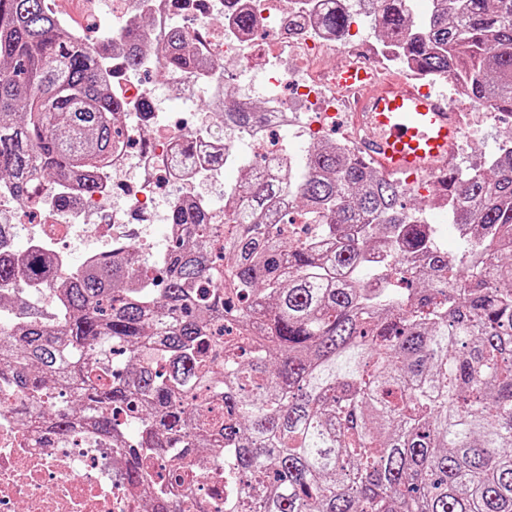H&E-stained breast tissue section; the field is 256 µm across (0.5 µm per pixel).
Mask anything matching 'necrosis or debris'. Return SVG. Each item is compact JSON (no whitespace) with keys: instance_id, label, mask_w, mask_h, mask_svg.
Masks as SVG:
<instances>
[{"instance_id":"necrosis-or-debris-1","label":"necrosis or debris","mask_w":512,"mask_h":512,"mask_svg":"<svg viewBox=\"0 0 512 512\" xmlns=\"http://www.w3.org/2000/svg\"><path fill=\"white\" fill-rule=\"evenodd\" d=\"M361 3L239 0L254 21L243 31L225 19L224 0H111L119 24L144 18L142 39L155 62L161 59L174 17L193 19L188 33L207 67L170 72L169 85L188 93L204 84L215 93L226 80H233L239 91L227 98V105L264 104L271 122L228 143L217 139L209 129L221 122L220 112L167 111L159 98L127 74L120 53H113L105 77L113 95L137 120L125 125L120 145L99 174L98 192L87 197L79 186L65 182L62 190L73 203L62 209L30 198L41 217L30 227V246L50 253L64 269L71 251H79L82 266L89 267L124 246L132 233L143 251H151L153 226L160 220L156 176L191 190L216 173L202 162H180L183 139H191L206 154H235L244 147L256 157H279L284 149L272 143V132L288 130L300 145L342 125L346 103L332 85L335 56L380 74L398 64L387 47L356 32L328 34L315 22L334 9L358 19ZM228 61L236 65L230 74L224 69ZM30 405L27 397L0 390V512H142V489L116 478L125 466L122 443L94 432L86 422L76 425L71 437L51 436L27 425Z\"/></svg>"}]
</instances>
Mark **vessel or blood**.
I'll use <instances>...</instances> for the list:
<instances>
[{"label":"vessel or blood","instance_id":"b4317fda","mask_svg":"<svg viewBox=\"0 0 512 512\" xmlns=\"http://www.w3.org/2000/svg\"><path fill=\"white\" fill-rule=\"evenodd\" d=\"M337 89L355 93L353 122L365 131L363 156L386 177L417 173L436 176L448 169L462 135L458 115L442 96L404 79L379 81L365 67L340 66Z\"/></svg>","mask_w":512,"mask_h":512}]
</instances>
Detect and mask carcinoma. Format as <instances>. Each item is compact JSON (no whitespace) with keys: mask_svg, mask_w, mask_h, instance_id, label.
<instances>
[{"mask_svg":"<svg viewBox=\"0 0 512 512\" xmlns=\"http://www.w3.org/2000/svg\"><path fill=\"white\" fill-rule=\"evenodd\" d=\"M375 2V28L417 69L512 114V0H433L420 24L411 0ZM349 23L320 18L330 34ZM187 42L172 28L159 71L196 64ZM120 47L139 71V29ZM111 56L112 29L73 40L47 0H0V183L19 204L111 155L122 116L100 71ZM262 120L241 104L212 134L233 140ZM212 162L243 169L224 190L229 214L215 224L206 206L173 205L186 235L159 255L161 288L137 280L131 244L77 276L36 250L19 268L0 263V383L36 401L30 425L63 438L82 413L129 439L121 481L152 484L151 512H171L169 486L186 481L177 466L158 474L164 448L201 472L202 452L224 456L216 512H512V140L438 180L448 221L471 225L451 265L400 181L337 142L260 175L249 158ZM291 202L327 244L281 233ZM386 243L420 254L419 272L396 254L393 275L376 276L369 256ZM20 271L54 292L55 325L22 300ZM50 380L73 394L67 411L42 400Z\"/></svg>","mask_w":512,"mask_h":512,"instance_id":"carcinoma-1","label":"carcinoma"}]
</instances>
